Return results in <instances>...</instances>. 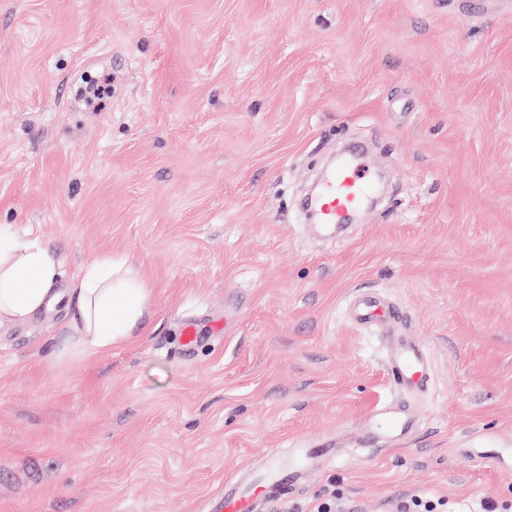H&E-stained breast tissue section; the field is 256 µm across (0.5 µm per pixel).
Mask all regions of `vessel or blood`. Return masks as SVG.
<instances>
[{"instance_id":"obj_1","label":"vessel or blood","mask_w":512,"mask_h":512,"mask_svg":"<svg viewBox=\"0 0 512 512\" xmlns=\"http://www.w3.org/2000/svg\"><path fill=\"white\" fill-rule=\"evenodd\" d=\"M367 189L358 170L342 164L328 176L314 202L319 225L330 231L343 224ZM350 316L369 328H390L386 366L400 400L383 406L351 428L314 436L287 450H269L259 469H245L226 478L223 489L208 498L202 512H273L276 503L296 495L309 471L334 461L348 444L369 448L383 439L408 443L418 435L420 425L413 403L426 395L432 384L427 348L409 333L391 302L378 293L356 294L350 303Z\"/></svg>"}]
</instances>
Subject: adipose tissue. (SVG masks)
<instances>
[{"label": "adipose tissue", "instance_id": "obj_1", "mask_svg": "<svg viewBox=\"0 0 512 512\" xmlns=\"http://www.w3.org/2000/svg\"><path fill=\"white\" fill-rule=\"evenodd\" d=\"M59 263L38 239H17L0 225V315L23 320L54 307L62 293ZM78 317L73 326L85 355L110 351L145 331L150 282L135 275L127 257L100 253L75 280Z\"/></svg>", "mask_w": 512, "mask_h": 512}]
</instances>
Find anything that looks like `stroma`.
<instances>
[{
  "mask_svg": "<svg viewBox=\"0 0 512 512\" xmlns=\"http://www.w3.org/2000/svg\"><path fill=\"white\" fill-rule=\"evenodd\" d=\"M351 150L384 192L323 240L303 202ZM1 224L61 287L109 250L153 293L91 357L72 298L0 318V512H200L352 427L397 394L349 316L368 289L430 354L421 432L344 452L294 512L512 505V0H0Z\"/></svg>",
  "mask_w": 512,
  "mask_h": 512,
  "instance_id": "1",
  "label": "stroma"
}]
</instances>
